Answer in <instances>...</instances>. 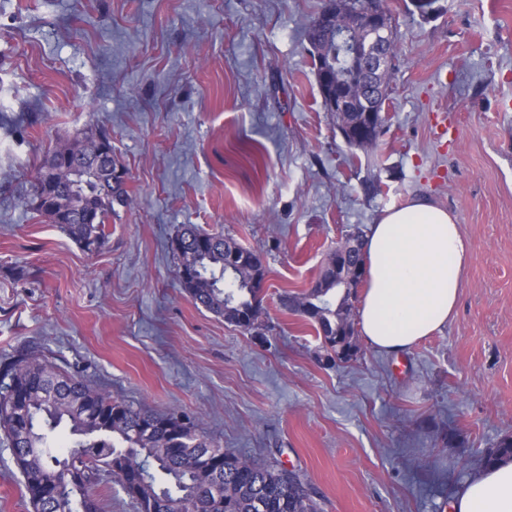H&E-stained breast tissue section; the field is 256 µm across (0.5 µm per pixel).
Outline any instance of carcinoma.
<instances>
[{
    "label": "carcinoma",
    "mask_w": 512,
    "mask_h": 512,
    "mask_svg": "<svg viewBox=\"0 0 512 512\" xmlns=\"http://www.w3.org/2000/svg\"><path fill=\"white\" fill-rule=\"evenodd\" d=\"M386 54L389 63L378 81L387 93L396 59L393 37ZM96 134L90 128L59 141L49 157L62 165L79 160L90 166L98 160ZM55 195V207L45 217L88 248L101 244L114 205L129 201L120 184H91L77 199L99 216V223L80 224L69 215V186L57 184ZM174 240L179 243L172 248L177 268L193 271L180 283L195 303L236 326L243 309L260 316L261 283L247 287L262 269L259 256L231 277L225 275L224 257L243 250L233 239L184 224ZM335 289L286 294L282 306L312 324L321 347L349 356L356 348L354 335L343 330L349 310L327 299ZM2 379L0 430L13 443L14 463L33 512H102L94 489L109 478L122 485L139 512H151L161 500L172 504L171 512H322L317 500L289 484L281 469L223 451L194 422L175 413L115 402L46 359L6 362L0 367ZM63 423L76 439L60 455L51 449V434ZM502 456H512L511 438L485 453L481 462L489 465Z\"/></svg>",
    "instance_id": "carcinoma-1"
}]
</instances>
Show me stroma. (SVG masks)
I'll return each mask as SVG.
<instances>
[{
    "label": "stroma",
    "instance_id": "1",
    "mask_svg": "<svg viewBox=\"0 0 512 512\" xmlns=\"http://www.w3.org/2000/svg\"><path fill=\"white\" fill-rule=\"evenodd\" d=\"M388 0L397 59L376 148L346 146L306 33L322 0H0V361L45 358L293 469L323 512H449L512 438V0ZM105 130L125 170L101 247L24 198L55 143ZM422 195L473 247L454 318L401 356L323 361L281 298ZM182 224L254 250L263 337L178 281ZM0 512H32L0 433Z\"/></svg>",
    "mask_w": 512,
    "mask_h": 512
}]
</instances>
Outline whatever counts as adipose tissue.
Instances as JSON below:
<instances>
[{
  "label": "adipose tissue",
  "instance_id": "ef3b65f1",
  "mask_svg": "<svg viewBox=\"0 0 512 512\" xmlns=\"http://www.w3.org/2000/svg\"><path fill=\"white\" fill-rule=\"evenodd\" d=\"M366 288L358 321L367 346L402 355L454 317L469 241L451 212L424 196L383 210L364 238ZM453 512H512V457L482 466Z\"/></svg>",
  "mask_w": 512,
  "mask_h": 512
}]
</instances>
